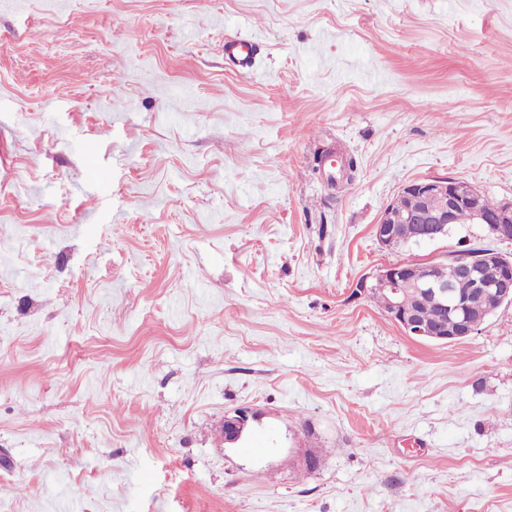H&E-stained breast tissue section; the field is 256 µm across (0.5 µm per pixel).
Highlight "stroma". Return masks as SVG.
<instances>
[{"instance_id": "1", "label": "stroma", "mask_w": 512, "mask_h": 512, "mask_svg": "<svg viewBox=\"0 0 512 512\" xmlns=\"http://www.w3.org/2000/svg\"><path fill=\"white\" fill-rule=\"evenodd\" d=\"M423 179L512 201V0H0V512H512V305L354 292L512 254L383 249ZM224 54L239 66L246 67L252 58V45L245 40H226ZM448 280L453 277V263L448 261ZM446 266L433 262H400L383 266L372 275L360 278L355 291L359 295L384 294L387 298L386 316L407 335L423 340L451 344L462 341L478 331L479 322L468 318L464 302L456 288L441 276ZM410 282L416 284L422 299L434 301L440 312L452 313L441 326L423 322L418 310L405 307L403 292ZM250 410L242 408L237 410L234 415L227 416L224 419V441L225 443H237L248 425Z\"/></svg>"}]
</instances>
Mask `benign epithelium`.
Wrapping results in <instances>:
<instances>
[{"mask_svg": "<svg viewBox=\"0 0 512 512\" xmlns=\"http://www.w3.org/2000/svg\"><path fill=\"white\" fill-rule=\"evenodd\" d=\"M399 196L406 207L396 211L387 206L374 225L381 247L395 250L401 245L399 225L414 224L425 241H436L454 225L457 212L469 206L474 220L486 226L487 234L500 240H512V202L491 203L471 184L456 180H417L403 185ZM433 197L440 199L437 208L429 206ZM455 263L458 278L485 293L497 305H512V255L486 251L475 260L455 252L448 255ZM445 265L433 262H400L383 266L372 275L360 278L355 291L360 295L383 294L387 298L386 316L407 335L423 340L451 344L478 331L479 322L468 318L464 302L455 288L441 276ZM415 283L419 296L434 301L440 312L452 313L450 323L432 327L423 322L418 310L405 307L403 292ZM251 417L242 408L224 419V442L236 443Z\"/></svg>", "mask_w": 512, "mask_h": 512, "instance_id": "1", "label": "benign epithelium"}]
</instances>
